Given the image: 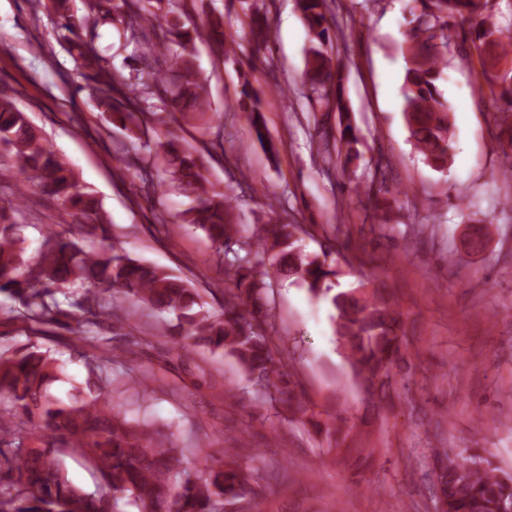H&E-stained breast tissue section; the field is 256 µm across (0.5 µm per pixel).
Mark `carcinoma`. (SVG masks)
I'll use <instances>...</instances> for the list:
<instances>
[{
	"label": "carcinoma",
	"instance_id": "1",
	"mask_svg": "<svg viewBox=\"0 0 512 512\" xmlns=\"http://www.w3.org/2000/svg\"><path fill=\"white\" fill-rule=\"evenodd\" d=\"M334 0H296L308 31L310 47L305 78L310 97L327 112L347 111L338 93L343 72L333 67L327 46L330 22L336 19ZM421 10L406 31L403 118L412 145L436 171L452 157L453 131L448 103L440 89L448 55V31L469 25L464 38L481 52L490 45L494 58L512 63V0L509 14L494 10V0H414ZM84 13L73 0H47L42 7L69 33L66 50L78 77L109 124H120L141 141L147 164L162 162L170 187L189 200L180 222L202 231L219 255L234 254L225 270L224 312L204 308L197 288L187 279L161 267L134 259L110 241L109 225L98 198L77 185L73 171L53 150L43 133L15 101L0 97V145L12 159L11 172L57 202L70 218L69 233L47 224L33 257L26 256L18 234L16 211L25 201L18 189L9 205H0V291L19 304L17 318L33 335L63 325L71 347L84 343L99 351L87 357L86 387L63 401L52 393L64 364L35 343L11 355L0 354V512H119L123 499L140 512H253L254 449L243 443L224 449L226 461L213 457L189 465L183 449L169 448L148 425L129 420L112 408V362L109 339L101 334L103 293L117 292L154 309L175 314L177 344L186 349L203 342L234 358L246 375L278 400L291 416H304L308 404L295 394L297 381L287 368L285 354L269 335L273 318L268 298L272 285L265 277H284L329 299L335 310L336 335L343 344L354 378L385 386L402 360L400 313L391 298L374 288L330 294L327 283L337 270L297 245L300 226L275 219L258 224L251 236L238 237L234 195L218 191L205 176L204 152L170 130L188 125L212 111L207 88L198 79L195 42L205 39L224 50V17L215 16L202 28L190 30L181 22L173 0H83ZM149 16L160 30L159 52L173 62L170 73H147V80L128 83L110 71L95 46L99 23L126 22ZM268 12L250 15L252 49L268 47ZM486 78L501 88L509 111L500 115L496 139L504 157L512 159V69L491 71ZM163 87L164 111L150 121L139 117L142 96ZM359 131L339 123L334 143H324L328 161L347 164L359 156L354 146ZM372 204L370 230L392 223L397 194L383 200L374 183L356 187ZM99 232V246L87 250L80 241L84 229ZM82 456L112 488V496H96L74 484L67 475L62 449ZM449 461L442 495L464 512H512V472L477 448H441L437 457Z\"/></svg>",
	"mask_w": 512,
	"mask_h": 512
}]
</instances>
